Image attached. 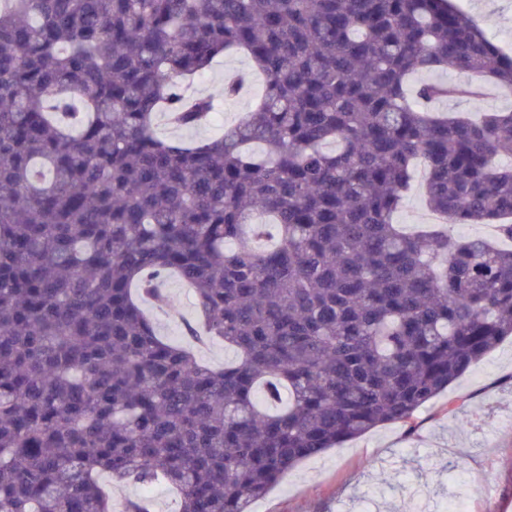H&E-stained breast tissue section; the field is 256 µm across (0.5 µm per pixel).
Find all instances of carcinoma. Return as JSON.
I'll return each mask as SVG.
<instances>
[{"label":"carcinoma","mask_w":512,"mask_h":512,"mask_svg":"<svg viewBox=\"0 0 512 512\" xmlns=\"http://www.w3.org/2000/svg\"><path fill=\"white\" fill-rule=\"evenodd\" d=\"M240 51L261 101L217 137L181 78ZM512 90L453 0H0V512H251L301 461L417 413L512 336V248L395 223L417 160L432 212L512 242ZM245 77L224 79L233 100ZM276 232L268 249L257 240ZM197 299L163 338L140 298ZM489 93L482 98H455L443 100L436 104V109L442 112H473L482 110L510 112L512 111V95L488 84ZM162 288L168 296V304L163 308L146 305L160 334L179 343L187 342L184 324L196 318V301L190 288L175 275L163 279ZM203 348L195 345V350L199 359L213 367H224V361L235 359V353L224 350V344L217 341H210L204 344Z\"/></svg>","instance_id":"carcinoma-1"}]
</instances>
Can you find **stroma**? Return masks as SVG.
<instances>
[{"mask_svg":"<svg viewBox=\"0 0 512 512\" xmlns=\"http://www.w3.org/2000/svg\"><path fill=\"white\" fill-rule=\"evenodd\" d=\"M459 7L512 51V0H456ZM249 83L234 101L218 105L220 135L260 101L265 79L248 58L233 53L216 59L206 75L190 83L192 93L214 94L231 72ZM165 307H150L160 334L184 342V325L196 317L190 288L174 275L164 278ZM455 401L458 419L443 409ZM414 431L387 424L307 459L287 472L251 512H405L414 489H424L435 507L463 512H512V337L449 385L419 411ZM452 460L463 469H449Z\"/></svg>","mask_w":512,"mask_h":512,"instance_id":"stroma-1","label":"stroma"}]
</instances>
